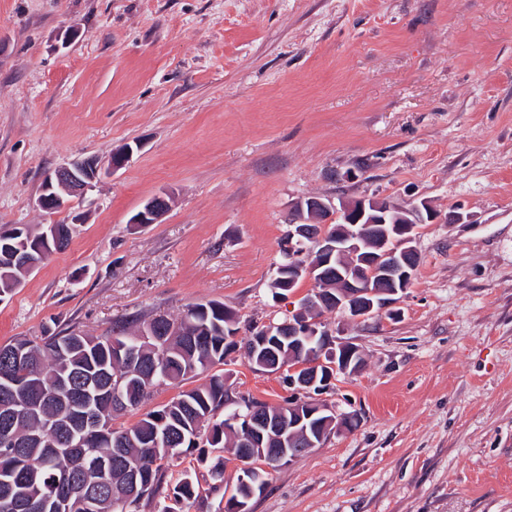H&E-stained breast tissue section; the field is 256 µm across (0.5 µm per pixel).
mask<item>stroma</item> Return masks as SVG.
Here are the masks:
<instances>
[{
	"label": "stroma",
	"mask_w": 512,
	"mask_h": 512,
	"mask_svg": "<svg viewBox=\"0 0 512 512\" xmlns=\"http://www.w3.org/2000/svg\"><path fill=\"white\" fill-rule=\"evenodd\" d=\"M124 148L0 299V345L208 300L282 322L312 287L269 288L295 201L424 200L397 316L323 315L365 358L326 395L357 427L271 470L251 512H512V0H0V225L49 223L45 176ZM157 194L161 223H131ZM248 337L224 372L283 404ZM216 464L234 483L231 451L171 462L197 472L190 512H221Z\"/></svg>",
	"instance_id": "stroma-1"
}]
</instances>
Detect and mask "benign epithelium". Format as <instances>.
<instances>
[{
  "label": "benign epithelium",
  "instance_id": "1",
  "mask_svg": "<svg viewBox=\"0 0 512 512\" xmlns=\"http://www.w3.org/2000/svg\"><path fill=\"white\" fill-rule=\"evenodd\" d=\"M126 158L125 153H114L106 163L96 156L69 161L48 174L37 198V205L51 214L69 212L75 203L88 201L89 194L96 187L100 176L122 168ZM168 205L169 202L164 197L157 196L131 220V223L156 224L161 220ZM392 211L400 212L401 222L385 231V237L399 242V247L403 248L405 253L415 252L412 246V223L419 222L424 211L428 213L429 222L438 219L436 212L426 202L403 207L389 202L383 204L369 197L343 199L339 204L332 199L325 201L320 197H307L292 204V219L288 224L283 245L285 254L289 255L291 260V270L303 281L310 279L318 283L325 275L323 268L332 263L336 264V307L347 310L350 319L356 323L383 313L393 314L391 307L397 302V296L408 288L405 280L409 279V273L400 265L396 266L395 274L401 276L404 284L389 291L368 276L355 281L350 278V266H367L376 258L374 254L362 253L360 235L372 224L385 226ZM333 212L344 216V223L334 227L326 224L315 237L308 234V225L320 223L319 215ZM307 239L311 241V256L318 257L313 263L297 261V258L303 255L301 247ZM327 303V296L323 292L317 289L306 292L300 297L298 310L287 322L278 326L276 333L290 339L301 337L308 341L317 336L323 337V351L327 353L331 362H325L322 357H310L296 364L275 363L271 368L276 372L288 371L293 413H305L309 418L321 413L326 416L325 422L335 424L336 430L341 431L352 427L355 414L337 412L335 407L320 399V396L331 390L335 375H351L356 372V369L351 367L350 360L359 348L354 342L333 335L331 328L322 320L321 312ZM260 428H269V422L250 413L245 417L236 416L229 419L224 431H232L240 436L244 432L248 434Z\"/></svg>",
  "mask_w": 512,
  "mask_h": 512
}]
</instances>
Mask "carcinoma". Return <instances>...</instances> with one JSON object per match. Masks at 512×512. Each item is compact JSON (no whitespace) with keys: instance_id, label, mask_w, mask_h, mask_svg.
<instances>
[{"instance_id":"obj_1","label":"carcinoma","mask_w":512,"mask_h":512,"mask_svg":"<svg viewBox=\"0 0 512 512\" xmlns=\"http://www.w3.org/2000/svg\"><path fill=\"white\" fill-rule=\"evenodd\" d=\"M48 234L49 251H62L68 243L54 244L52 231L33 233L25 226L19 235L0 236V297L20 284L26 270L13 261L28 240ZM173 335L141 336L149 329L144 320L132 332L118 325L92 336L70 332L40 339L26 336L0 345V402L5 390L29 393L33 401L0 427V512H73L61 505L57 479L67 473L77 478L72 498L96 496V512H141L154 506L157 512H175L170 502L193 505L199 498V480L191 473L171 484L169 462L197 453L204 461L210 448H233L240 439L224 432L226 419L260 409L281 421L288 405L274 407L250 394L229 398L224 373H213L196 387L142 414L136 422L112 425V393L119 392L136 411L163 387L184 381L225 364L224 332L240 325V318L226 314L224 303L209 300L187 307L170 318ZM136 347L141 361L130 365L126 350ZM249 365L266 370L270 362H289L296 357L290 343L278 336L262 337L256 331L244 344ZM92 406L103 425L85 431L79 423L81 407ZM224 418H217L219 412ZM284 440L263 439L262 447L247 453L270 461L271 449L289 445ZM267 472L239 469L235 483L223 486V469L210 471V490H224V512H233L236 500L251 512V502L267 485Z\"/></svg>"}]
</instances>
